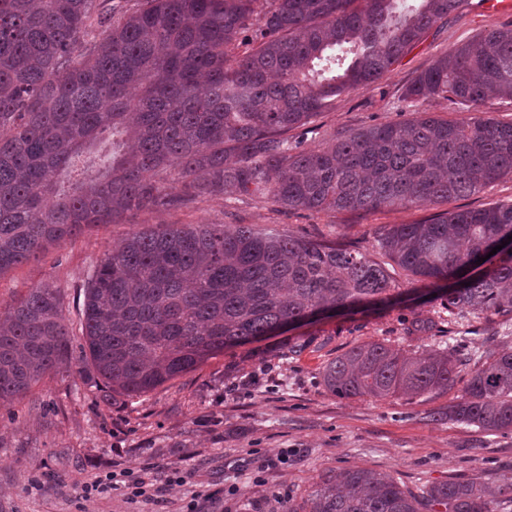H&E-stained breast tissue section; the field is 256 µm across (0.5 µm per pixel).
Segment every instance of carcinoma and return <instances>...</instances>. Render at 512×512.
<instances>
[{"mask_svg":"<svg viewBox=\"0 0 512 512\" xmlns=\"http://www.w3.org/2000/svg\"><path fill=\"white\" fill-rule=\"evenodd\" d=\"M0 0V275L87 229L207 196L278 211L370 212L435 206L512 176V121L427 112L302 149L291 132L336 98L381 80L462 0ZM512 99V25L444 52L403 100L478 110ZM112 154L95 170L80 158ZM376 247L448 312L512 319V203L384 225ZM484 270L457 288L480 258ZM388 271L336 241L249 224H162L128 236L87 275L73 358L65 295L43 284L0 311V406L72 361L112 391L147 395L224 349L285 322L387 303ZM467 344L407 357L379 343L329 361L341 398L431 397L455 386ZM512 431V348L485 352L460 398L428 413ZM502 493L478 477L419 497L366 469L324 474L289 512H489Z\"/></svg>","mask_w":512,"mask_h":512,"instance_id":"cac0c4a2","label":"carcinoma"}]
</instances>
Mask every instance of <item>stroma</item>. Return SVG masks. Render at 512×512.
<instances>
[{
    "label": "stroma",
    "instance_id": "stroma-1",
    "mask_svg": "<svg viewBox=\"0 0 512 512\" xmlns=\"http://www.w3.org/2000/svg\"><path fill=\"white\" fill-rule=\"evenodd\" d=\"M511 22L512 12L490 11L483 0H468L383 79L336 99L305 135L306 148H318L334 132L401 120L415 110L453 121L471 118V111L443 99L409 106L402 99L404 88L441 53ZM432 213L413 206L285 214L263 200L238 203L226 196L139 211L127 223L89 231L0 275V309L46 281L61 287L70 309H77L90 265L128 235L161 224H250L341 240L383 264L387 258L375 246L376 230L414 224ZM390 273L402 290L395 304L298 328V335L322 343L294 359L282 353L286 336H274L227 349L140 399L113 394L72 367L47 376L24 401L0 407V512H182L197 492L213 496L202 512H288L314 490L321 474L355 467L388 475L415 496L431 485L475 476L493 486L511 483L512 431L487 433L424 418L427 410L457 400L471 366H463L458 385L427 399H345L323 386L322 367L365 342L417 355L446 331L470 338L477 347L494 333L512 336V320L452 314L440 303L417 302L407 272L394 266ZM262 366L268 372L249 393L225 397V387ZM284 449L290 452L288 463L271 465ZM118 467L138 472L151 486L150 498L130 502L122 487L82 498L83 483ZM172 467L186 472L184 486L167 484Z\"/></svg>",
    "mask_w": 512,
    "mask_h": 512
}]
</instances>
